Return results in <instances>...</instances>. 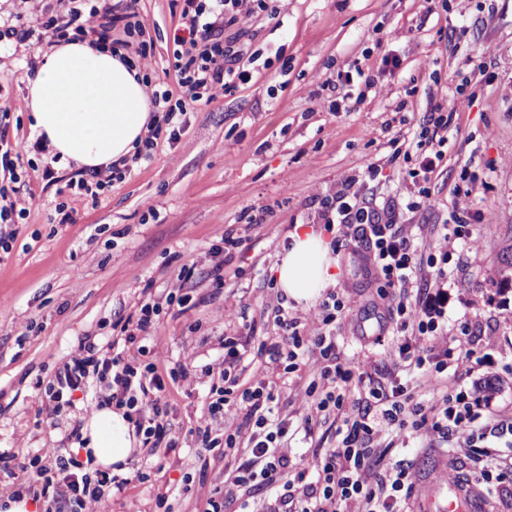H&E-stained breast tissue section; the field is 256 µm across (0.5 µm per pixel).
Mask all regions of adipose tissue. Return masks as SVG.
<instances>
[{"label": "adipose tissue", "mask_w": 512, "mask_h": 512, "mask_svg": "<svg viewBox=\"0 0 512 512\" xmlns=\"http://www.w3.org/2000/svg\"><path fill=\"white\" fill-rule=\"evenodd\" d=\"M138 68L89 42L51 46L28 83L32 128L63 165L106 167L132 156L152 121ZM283 293L312 302L333 282L332 259L322 238L294 228L277 267ZM82 452L92 468L116 470L138 450L124 409H94L80 429Z\"/></svg>", "instance_id": "1"}]
</instances>
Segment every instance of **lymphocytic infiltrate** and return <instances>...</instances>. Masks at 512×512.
Returning a JSON list of instances; mask_svg holds the SVG:
<instances>
[{"label":"lymphocytic infiltrate","mask_w":512,"mask_h":512,"mask_svg":"<svg viewBox=\"0 0 512 512\" xmlns=\"http://www.w3.org/2000/svg\"><path fill=\"white\" fill-rule=\"evenodd\" d=\"M183 2L171 63L182 95L176 99L162 85L149 87L156 117L136 151L134 159L139 161L152 158L161 137L177 140L179 120L193 103L212 101L215 90H231L247 80V71L237 66L243 55L239 42L248 36L255 16L269 9L267 0ZM145 32L146 24L136 18L131 0H70L69 8L61 12L16 16L14 24L0 28V40L22 43L37 35L52 44L86 41L103 50L130 51L143 60L148 56ZM457 112L454 106H435L414 141L417 165L409 172L414 191L407 209L429 202L428 183L443 159L444 134L455 126ZM129 162L123 159L98 170L78 171L67 187L98 198L113 182L125 178ZM471 194L470 187L456 188L451 221L439 232L444 246L439 253L426 255L416 244L413 225L398 223L394 208L380 209L367 202L356 178L347 176L337 182L335 195L322 202L324 221L336 230L337 248L365 256L383 286L395 293L389 309L394 326L385 361L419 373L428 394L415 396L397 379L386 384L356 380L359 362L341 360L336 351V325L351 309L348 298L332 296L314 311H281L275 318L280 329L277 340L261 343L258 350L288 374L298 371L304 359L314 360L316 368L298 409L305 438H312L318 420L330 416L336 422L335 446L314 454L311 466L298 467L283 451L291 426L288 418L275 411L273 389L260 381L237 390L239 342L225 337L223 384L211 386L208 413L196 433L202 447L235 448L241 415L251 423L252 432L248 459L223 486L215 488L207 512H224V502L234 488L245 485L274 489L275 501L263 512H283L289 504L295 505L296 512H348L353 501L362 503L363 512H407L415 480L409 468L398 464L378 473L374 467L381 465L400 433L423 429L462 442L479 463L471 475L474 484L512 498V466L495 472L481 466L482 459L493 454L496 442L512 438V418L496 413L490 389H452L451 378L469 374L487 360L470 348L471 327L466 322L459 327L456 346L437 350L439 314L423 286L424 267L437 269L440 278H447L448 243L460 239L470 249L480 248L474 227L487 223L488 217L473 209ZM158 312V303L144 301L134 313L133 327L121 329L126 343L136 345L139 361L102 354L90 339L81 340L44 389L48 413L61 412L64 394L86 391L95 380L106 386L103 402L126 408L144 447L174 448L161 421L168 407V383L160 369L163 352L159 346L139 343ZM43 454L53 465L40 470L33 492L43 504L42 512H98L119 496L125 499V512H140L137 499L127 490L132 480L142 479L141 471L129 476L93 472L68 448H47Z\"/></svg>","instance_id":"lymphocytic-infiltrate-1"}]
</instances>
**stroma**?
<instances>
[{
  "label": "stroma",
  "instance_id": "stroma-1",
  "mask_svg": "<svg viewBox=\"0 0 512 512\" xmlns=\"http://www.w3.org/2000/svg\"><path fill=\"white\" fill-rule=\"evenodd\" d=\"M135 10L152 41L146 73L175 87L169 62L180 0H136ZM251 31L245 50L258 55L249 65L251 81L194 105L176 143L160 141L150 161L96 200L56 196L40 172L23 168L14 189L26 216L0 224V233L14 238L10 253L0 256V451L23 462L44 448L75 447L70 434L88 414L89 396L74 393L70 406L50 416L36 385L51 380L82 338L108 350L118 338L113 323L124 322L144 299L163 305L150 334L167 353L166 368L177 367L192 345L196 366L211 369L170 387L168 423L177 448H143L131 457L149 476L129 489L142 512H159L161 493L172 512H205L213 488L248 456L243 444L206 451L193 432L207 412L211 385L220 381L224 337L244 345L240 386L265 380L279 413L296 417L307 372L280 375L257 354L262 341L279 334L275 308L297 309L276 284L286 234L307 224L332 240L319 195L334 192L342 176H365L375 162L384 169L379 179H367L364 196L395 204L403 223L421 226L417 242L425 252L443 245L438 230L462 173L478 174L473 207L490 221L474 228L480 250L454 244L437 346L453 344L459 325L469 322L471 348L493 358L472 378H494L496 408L512 416V371L504 368L512 348V286L485 278L490 266L512 263V0H470L462 14L444 0H271ZM43 49L33 39L0 49V131L10 140L34 137L27 62ZM390 52L400 68L382 66ZM353 64L376 86L364 101L334 111L336 73ZM438 103L459 105L457 125L431 176L430 204L409 211L415 159L398 153L394 141L413 138ZM61 201L71 223L53 221ZM227 234L240 240L230 252ZM333 257L334 290L352 302L336 327L341 357H359L378 369L380 380L416 387L414 373L381 366L384 348L374 338L388 302L374 270L348 251ZM217 275L223 287H215ZM179 282L188 296L182 310L164 304ZM25 322L33 323L32 332H23ZM390 461L412 463L417 474L411 512H443L449 474L463 479L475 467L466 449L425 431L399 438Z\"/></svg>",
  "mask_w": 512,
  "mask_h": 512
}]
</instances>
